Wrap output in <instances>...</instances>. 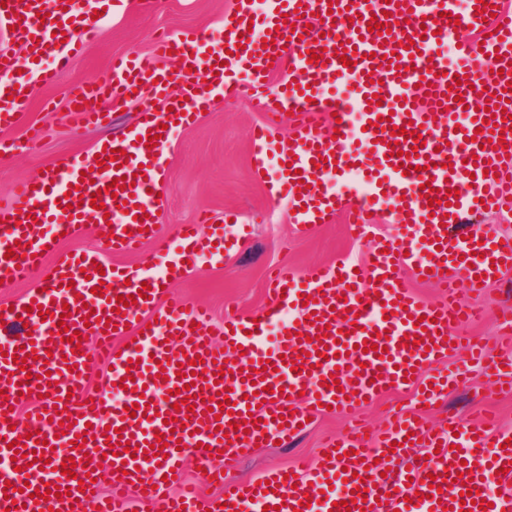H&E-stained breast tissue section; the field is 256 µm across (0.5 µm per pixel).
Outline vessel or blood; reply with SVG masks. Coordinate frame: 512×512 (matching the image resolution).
<instances>
[{
	"instance_id": "b4317fda",
	"label": "vessel or blood",
	"mask_w": 512,
	"mask_h": 512,
	"mask_svg": "<svg viewBox=\"0 0 512 512\" xmlns=\"http://www.w3.org/2000/svg\"><path fill=\"white\" fill-rule=\"evenodd\" d=\"M486 3L494 12L488 19L481 14ZM96 7L95 0H5L0 21L27 45V73L51 83L79 52V33L96 28ZM374 21L383 32L371 31ZM462 27L474 39L460 38ZM155 54L159 63L150 68L113 58L106 83L80 88L65 120L76 128L104 122L95 102L126 100L141 84L153 88L157 109L92 153L21 183L12 205L0 210V279L49 274L39 291L0 311L6 324L32 328L21 340L0 341V459L15 461L0 474V512H39L43 499L55 512H82L91 498L98 512H130L134 500L151 512H253L258 505L280 512H471L472 503L458 499L464 488L487 501L486 512H512L503 491L512 480V445L493 418H452L435 432L402 413L373 444L353 428L331 439L316 465L267 472L266 489L252 481L215 496L193 488L172 496L166 482L187 449L210 468L217 458L298 432L328 407L353 415L364 401L405 388L431 402L465 375L435 376L426 387L424 371L463 350L512 392V351L463 333L483 314L474 300L484 287L512 274V241H501L494 226L468 222L481 211L512 212V8L503 0H266L259 11L253 0H235L219 48L188 33L161 39ZM170 55L181 58L178 69L162 66ZM50 58L55 69H44ZM485 60L498 70L488 82ZM17 69L9 48H1L4 129L27 123L28 83ZM482 86L505 96V109L479 110L475 90ZM226 94L289 116L288 140L272 141L263 123L252 131L251 149L254 173L274 170L267 193L289 200L298 235L339 215L362 230L384 212L402 236L379 241L358 269L344 262L302 278L277 269L264 313H225L214 333L208 308L158 299L162 284L187 265L222 262V234L184 224L162 259L144 260L129 275L115 269L99 278L94 270L106 254L160 240L158 175L170 126L191 124L202 104ZM331 115L340 120L335 137L324 130ZM152 136L156 146L146 147ZM499 140L505 148H496ZM92 167L99 174L91 181L84 172ZM125 176L132 185L106 192ZM426 183L431 193H424ZM446 219L468 223L466 236L445 233ZM88 224L103 231L96 250L60 251L58 239L77 237ZM412 271L438 280L437 299L412 294ZM129 294L135 304L119 308L117 296ZM63 326L98 343L106 367L100 390L86 388L89 351L62 341ZM366 343L371 351H363ZM34 391L42 399L31 405L26 396ZM111 393L118 402L105 404ZM140 402L144 414L130 415L129 406ZM220 405L226 412L218 417ZM172 419L179 428L169 427ZM239 424L246 430L238 434ZM160 437L163 455H149ZM403 440L431 454L396 479L387 473L388 458ZM70 459L71 477L62 472ZM104 469L112 475L106 495L95 482ZM435 478L441 489L431 488Z\"/></svg>"
}]
</instances>
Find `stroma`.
Segmentation results:
<instances>
[{
    "mask_svg": "<svg viewBox=\"0 0 512 512\" xmlns=\"http://www.w3.org/2000/svg\"><path fill=\"white\" fill-rule=\"evenodd\" d=\"M231 8L232 0H160L146 13L140 0H121L54 84L32 82L26 109L31 127L41 131L40 138L30 141L28 129L0 130V140L16 145L14 151L0 158V206L10 205L16 182L38 180L64 160L86 153L99 140L128 129L153 101L152 91L145 90L124 107L103 104V111L111 115L109 126L78 131L63 120L72 87L104 80L113 57L118 55L134 54L152 61L153 39L163 31L175 35L204 32L219 38L221 22ZM266 120L267 114L256 100L227 97L216 102L199 113L194 125L174 132L159 176L165 199L162 235H175L178 225L197 223L204 216L223 223L228 211L237 212L240 223L250 227L248 238L229 250L222 266L202 265L183 273L163 296L167 303L180 299L209 305L219 325L224 322L225 308L256 314L267 305L265 284L270 269L285 265L305 276L316 267L341 259L360 263L370 239H395L400 233L398 225L388 223L382 214L363 239L356 238L339 219L298 236L287 201L270 199L264 184L251 171L249 130ZM481 303L491 317L468 327V335L502 344L493 314L512 305V282L491 284ZM462 366L468 370L467 384L442 395L437 404L422 403L409 390L382 396L364 413L380 426L393 412H412L439 430L449 414L488 412L497 416L502 432H512V394L494 393L475 363L461 357L446 363L450 370ZM344 426V420L334 414L313 419L305 432L288 442L256 448L249 457L224 462V480L246 482L296 459L316 460L324 439Z\"/></svg>",
    "mask_w": 512,
    "mask_h": 512,
    "instance_id": "35a3bbf8",
    "label": "stroma"
}]
</instances>
